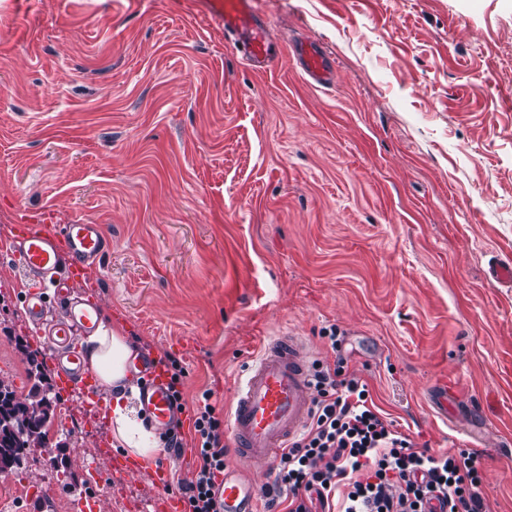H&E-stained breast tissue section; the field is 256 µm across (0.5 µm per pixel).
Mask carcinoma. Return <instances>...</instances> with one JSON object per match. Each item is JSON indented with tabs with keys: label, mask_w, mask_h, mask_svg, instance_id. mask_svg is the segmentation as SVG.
Wrapping results in <instances>:
<instances>
[{
	"label": "carcinoma",
	"mask_w": 512,
	"mask_h": 512,
	"mask_svg": "<svg viewBox=\"0 0 512 512\" xmlns=\"http://www.w3.org/2000/svg\"><path fill=\"white\" fill-rule=\"evenodd\" d=\"M51 387L35 386L25 398H19L9 387L0 383V413L9 406L13 429L8 437V447L12 448L15 465H20L25 450L46 447L45 438L50 422L48 410L52 406Z\"/></svg>",
	"instance_id": "1"
}]
</instances>
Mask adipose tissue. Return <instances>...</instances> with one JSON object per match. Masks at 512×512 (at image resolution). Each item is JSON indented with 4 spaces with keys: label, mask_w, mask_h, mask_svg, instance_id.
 Instances as JSON below:
<instances>
[{
    "label": "adipose tissue",
    "mask_w": 512,
    "mask_h": 512,
    "mask_svg": "<svg viewBox=\"0 0 512 512\" xmlns=\"http://www.w3.org/2000/svg\"><path fill=\"white\" fill-rule=\"evenodd\" d=\"M133 354L132 342L122 331L101 324L87 339V362L111 396L108 420L117 443L135 456L150 460L160 450L156 433L140 420L128 395V364Z\"/></svg>",
    "instance_id": "adipose-tissue-1"
}]
</instances>
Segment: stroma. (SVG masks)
I'll return each mask as SVG.
<instances>
[{"label": "stroma", "instance_id": "obj_1", "mask_svg": "<svg viewBox=\"0 0 512 512\" xmlns=\"http://www.w3.org/2000/svg\"><path fill=\"white\" fill-rule=\"evenodd\" d=\"M271 33L336 62L251 70L195 0H0V382L55 374L5 249L22 213L101 225L75 289L141 350L177 359L184 406L226 412L272 337L344 334L347 369L416 446L481 455L487 512H512V0H257ZM67 429L0 486L64 512L113 442L58 395ZM62 456L61 468L48 461ZM153 462L101 512H149ZM58 476L53 497L40 483Z\"/></svg>", "mask_w": 512, "mask_h": 512}]
</instances>
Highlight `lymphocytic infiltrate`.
Segmentation results:
<instances>
[{"label":"lymphocytic infiltrate","instance_id":"1","mask_svg":"<svg viewBox=\"0 0 512 512\" xmlns=\"http://www.w3.org/2000/svg\"><path fill=\"white\" fill-rule=\"evenodd\" d=\"M317 392L304 431L276 459L268 512H485L479 456L467 448L432 454L394 430L367 386L343 361L317 364ZM203 391L193 416L199 465L180 484L189 512H224L215 485L226 467L224 419Z\"/></svg>","mask_w":512,"mask_h":512}]
</instances>
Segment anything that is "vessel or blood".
<instances>
[{
    "label": "vessel or blood",
    "mask_w": 512,
    "mask_h": 512,
    "mask_svg": "<svg viewBox=\"0 0 512 512\" xmlns=\"http://www.w3.org/2000/svg\"><path fill=\"white\" fill-rule=\"evenodd\" d=\"M223 27L225 41L240 52L246 65L264 73L284 55H291L314 84H332L330 58L314 41L293 44L273 37L255 0H199ZM24 278L33 286L23 306L29 329L49 340L48 358L56 372V387L74 396L83 411H106L107 400L90 374L80 339L94 334L99 313L73 293L74 281L100 263L110 241L98 224H58L50 211L26 217L9 240ZM130 370L145 381L139 406L157 430H183L188 416L170 397L169 377L149 353L132 358ZM312 373L298 337L289 333L272 338L249 366L229 414L234 455L253 470L270 472L280 448L297 436L308 421ZM216 490L224 512H255L259 490L239 469L225 472Z\"/></svg>",
    "instance_id": "vessel-or-blood-1"
}]
</instances>
